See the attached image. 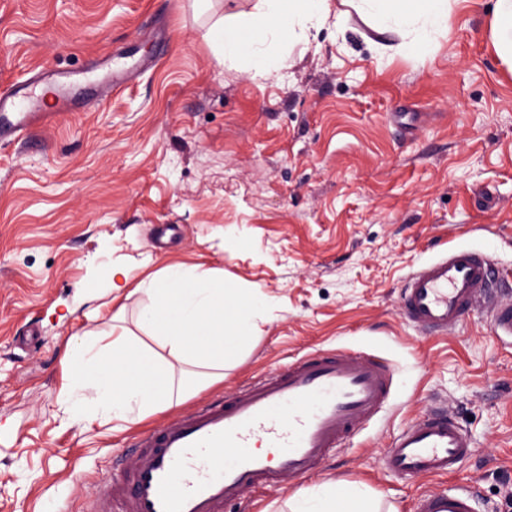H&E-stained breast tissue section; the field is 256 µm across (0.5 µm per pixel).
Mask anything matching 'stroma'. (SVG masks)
Wrapping results in <instances>:
<instances>
[{"label":"stroma","instance_id":"obj_1","mask_svg":"<svg viewBox=\"0 0 512 512\" xmlns=\"http://www.w3.org/2000/svg\"><path fill=\"white\" fill-rule=\"evenodd\" d=\"M258 0H0V92L39 71L99 90L0 145V512H80L98 471L132 443L259 375L315 352L375 353L395 368L389 407L311 476L224 512H289L326 482L388 512L470 490L512 512V346L477 309L445 335L401 315L407 276L452 246L485 252L512 286V73L488 46L496 0L454 9L448 32L380 53L358 13L294 39L259 70L223 62L216 26ZM133 72L102 89L98 59ZM173 239L157 248L159 225ZM185 264L266 300L223 382L140 421L86 402L71 420L61 360L74 334L133 326L134 280ZM474 448L450 474L402 480L384 451L431 406Z\"/></svg>","mask_w":512,"mask_h":512}]
</instances>
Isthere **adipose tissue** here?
Listing matches in <instances>:
<instances>
[{
    "instance_id": "ef3b65f1",
    "label": "adipose tissue",
    "mask_w": 512,
    "mask_h": 512,
    "mask_svg": "<svg viewBox=\"0 0 512 512\" xmlns=\"http://www.w3.org/2000/svg\"><path fill=\"white\" fill-rule=\"evenodd\" d=\"M456 2L340 0L342 9L335 13L330 0H259L255 12L242 21L246 36L225 40L223 55L228 62L246 60L266 68L269 44L322 26L331 17L343 20L347 6L366 18L374 36H410L425 48L447 32ZM489 29L496 56L512 72V0H497ZM134 291L146 298L137 324L150 330L154 346L117 322L107 331L85 332L83 342L62 361L72 414H80L75 396L88 387L97 391L102 415L112 418L122 416L131 402L143 417L181 405L190 382L208 386L223 380L230 365L225 338L247 335L262 312V301L252 289L225 287L223 279L191 268L179 269L169 279L139 281ZM290 512H378V505L366 492L323 485L295 499Z\"/></svg>"
}]
</instances>
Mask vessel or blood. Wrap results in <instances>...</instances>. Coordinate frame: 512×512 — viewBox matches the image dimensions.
Returning <instances> with one entry per match:
<instances>
[{"instance_id":"1","label":"vessel or blood","mask_w":512,"mask_h":512,"mask_svg":"<svg viewBox=\"0 0 512 512\" xmlns=\"http://www.w3.org/2000/svg\"><path fill=\"white\" fill-rule=\"evenodd\" d=\"M33 88L0 95V143L48 124ZM495 336L512 339V294L495 293L490 258L455 248L410 274L400 309L422 331L445 333L475 309ZM394 369L350 352L313 354L138 439L120 477L104 474L84 512H224L244 493L311 473L341 441L389 403ZM473 443L447 409L408 424L385 456L399 477L445 475ZM416 512H474L464 491L426 492Z\"/></svg>"}]
</instances>
